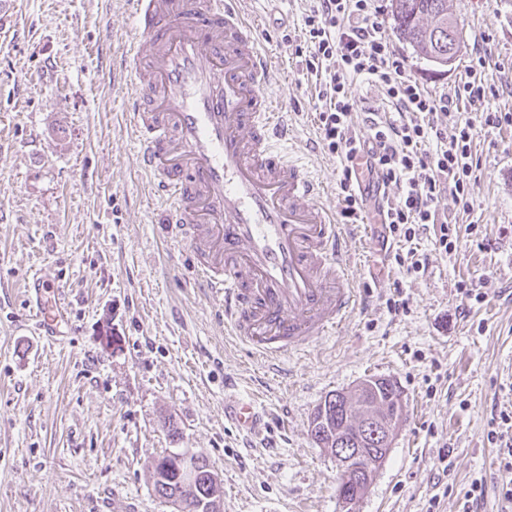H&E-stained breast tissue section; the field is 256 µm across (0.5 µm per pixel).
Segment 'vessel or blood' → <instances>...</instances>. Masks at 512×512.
Here are the masks:
<instances>
[{"label":"vessel or blood","instance_id":"1","mask_svg":"<svg viewBox=\"0 0 512 512\" xmlns=\"http://www.w3.org/2000/svg\"><path fill=\"white\" fill-rule=\"evenodd\" d=\"M239 0H126L138 36L113 65L138 167L173 251L222 307L224 333L276 364L339 329L355 307L347 231L294 156L276 72ZM255 398L230 411L256 432Z\"/></svg>","mask_w":512,"mask_h":512}]
</instances>
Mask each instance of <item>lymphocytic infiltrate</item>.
I'll list each match as a JSON object with an SVG mask.
<instances>
[{
    "instance_id": "1",
    "label": "lymphocytic infiltrate",
    "mask_w": 512,
    "mask_h": 512,
    "mask_svg": "<svg viewBox=\"0 0 512 512\" xmlns=\"http://www.w3.org/2000/svg\"><path fill=\"white\" fill-rule=\"evenodd\" d=\"M378 0H313L304 18L302 38L283 34V43L301 58L307 73L318 76V127L322 147L341 161L338 186L346 223L362 218L363 197L358 189L356 162L365 159L383 185H395V197H382V224L398 244L394 263L407 273L428 267L427 255L414 243L421 228L435 222V206L443 191H451L463 208H470L473 178L472 123H455L446 135L433 114L453 112L458 104L476 105L495 96L481 74L486 57L474 54L467 75L453 97H435L397 55L385 34ZM366 77L380 86L397 112L393 121L367 113V134H360L352 112L353 78Z\"/></svg>"
}]
</instances>
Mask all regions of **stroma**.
<instances>
[{
  "label": "stroma",
  "instance_id": "35a3bbf8",
  "mask_svg": "<svg viewBox=\"0 0 512 512\" xmlns=\"http://www.w3.org/2000/svg\"><path fill=\"white\" fill-rule=\"evenodd\" d=\"M312 0H243L279 74L275 90L296 148L319 139L320 103L282 33L300 35ZM462 29L450 70L393 46L431 94L453 95L474 45L512 113V0H448ZM136 31L125 0H5L0 6V512H170L148 468L165 449L204 453L224 512H341L335 460L309 425L325 396L370 376L392 379L405 411L390 453L353 512H458L483 479L481 512H512V466L486 441L493 407H512V126L469 107L479 167L470 210L451 192L419 246L425 273L382 250V227L349 237L357 306L336 334L288 361L279 384L216 320L186 256L171 253L137 168L121 93L108 68ZM478 225L440 254L441 223ZM71 308L57 343L32 335L23 286ZM488 297L461 318V284ZM406 314L388 313L395 288ZM257 397L264 429L243 439L224 415ZM180 435L172 437L169 422ZM447 465H440V456ZM439 506H432V499Z\"/></svg>",
  "mask_w": 512,
  "mask_h": 512
}]
</instances>
